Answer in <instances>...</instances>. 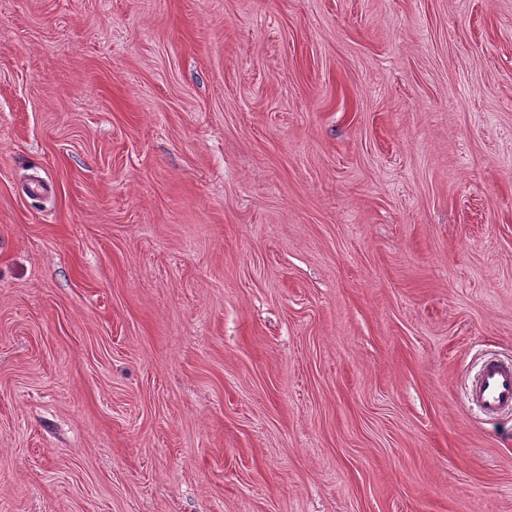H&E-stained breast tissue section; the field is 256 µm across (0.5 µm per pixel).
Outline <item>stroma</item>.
Instances as JSON below:
<instances>
[{
	"label": "stroma",
	"instance_id": "35a3bbf8",
	"mask_svg": "<svg viewBox=\"0 0 512 512\" xmlns=\"http://www.w3.org/2000/svg\"><path fill=\"white\" fill-rule=\"evenodd\" d=\"M512 0H0V512H512ZM467 402L483 417L494 419L512 414V362L489 359L467 387Z\"/></svg>",
	"mask_w": 512,
	"mask_h": 512
}]
</instances>
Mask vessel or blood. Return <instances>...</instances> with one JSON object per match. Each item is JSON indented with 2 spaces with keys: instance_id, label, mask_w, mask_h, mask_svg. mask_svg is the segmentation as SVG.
<instances>
[{
  "instance_id": "obj_1",
  "label": "vessel or blood",
  "mask_w": 512,
  "mask_h": 512,
  "mask_svg": "<svg viewBox=\"0 0 512 512\" xmlns=\"http://www.w3.org/2000/svg\"><path fill=\"white\" fill-rule=\"evenodd\" d=\"M467 402L483 417L494 419L512 414V362L487 360L467 387Z\"/></svg>"
}]
</instances>
